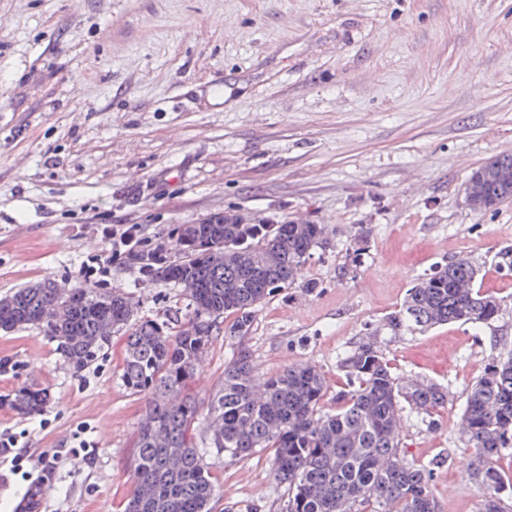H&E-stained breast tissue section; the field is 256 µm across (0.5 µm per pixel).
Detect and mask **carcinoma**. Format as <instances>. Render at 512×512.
Here are the masks:
<instances>
[{"instance_id":"carcinoma-1","label":"carcinoma","mask_w":512,"mask_h":512,"mask_svg":"<svg viewBox=\"0 0 512 512\" xmlns=\"http://www.w3.org/2000/svg\"><path fill=\"white\" fill-rule=\"evenodd\" d=\"M481 211L512 202V182L484 191ZM323 224H187L172 249L149 273L184 288L185 321L138 316L133 300L89 285H60L51 278L0 298V329L34 326L56 342L76 372L95 363L125 338L119 379L146 400L136 433L134 489L124 512H212L217 488L195 442L199 404L188 392L207 358L221 318L224 339L241 341L254 314L291 286L323 244ZM197 241L208 249L191 248ZM480 264L458 257L409 289L384 329L393 336L459 323L488 324L506 299L478 285ZM346 383L325 408L324 376L312 364L290 365L260 379L248 350L239 345L224 365V384L209 401L205 447L232 459L272 452V475L285 487L283 512H437L430 470L402 448L404 406L432 415L447 402L428 380L398 375L369 333L340 362ZM47 389L23 383L0 395V408L22 417L40 415ZM471 449L469 474L481 512H512L504 497L512 478L497 466L512 448V350L491 358L471 386L461 416ZM44 489L31 487L20 512H41Z\"/></svg>"}]
</instances>
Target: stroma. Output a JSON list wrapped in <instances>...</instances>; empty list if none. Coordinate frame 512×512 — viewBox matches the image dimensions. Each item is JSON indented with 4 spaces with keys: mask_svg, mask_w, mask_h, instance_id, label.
Segmentation results:
<instances>
[{
    "mask_svg": "<svg viewBox=\"0 0 512 512\" xmlns=\"http://www.w3.org/2000/svg\"><path fill=\"white\" fill-rule=\"evenodd\" d=\"M512 154V0H0V298L49 277L130 296L171 317L183 288L113 257L103 228L144 242L223 213L245 224L326 225L297 281L258 308L243 340L267 378L312 363L328 394L366 336L396 372L440 385L434 416L404 412L409 459L432 471L438 512H479L459 431L472 384L512 349V203L476 212L463 187ZM111 259L85 276L92 255ZM509 299L491 324L381 332L418 278L458 256ZM215 335L189 391L224 380ZM124 339L74 373L36 327L0 330V394L34 381L44 412L0 409V433L56 459L42 512H123L143 402L121 384ZM85 440L77 462L56 451ZM213 512H280L269 454L208 452Z\"/></svg>",
    "mask_w": 512,
    "mask_h": 512,
    "instance_id": "1",
    "label": "stroma"
}]
</instances>
